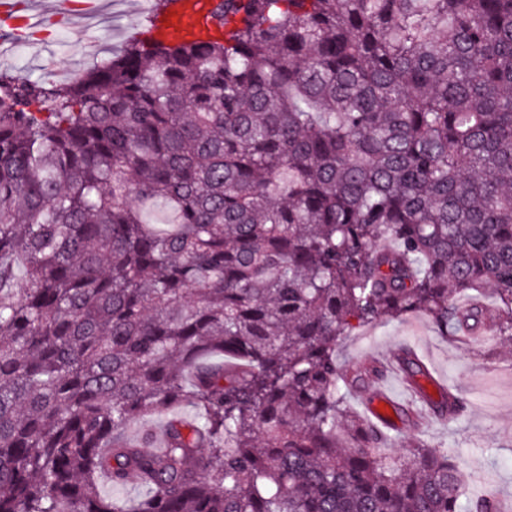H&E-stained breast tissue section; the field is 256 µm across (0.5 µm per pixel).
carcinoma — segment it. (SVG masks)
Instances as JSON below:
<instances>
[{
	"instance_id": "cac0c4a2",
	"label": "carcinoma",
	"mask_w": 512,
	"mask_h": 512,
	"mask_svg": "<svg viewBox=\"0 0 512 512\" xmlns=\"http://www.w3.org/2000/svg\"><path fill=\"white\" fill-rule=\"evenodd\" d=\"M214 15L67 83L0 70V512H495L445 454L380 455L347 394L384 367L337 350L413 313L479 328L457 299L487 290L512 343V0ZM180 405L162 450L125 437ZM195 416V410L190 406H182L172 410L165 416H147L139 421L134 422L126 430V436L136 437L144 432H149L152 435L154 433L159 434L162 428H165L166 420L171 417H178L187 420L193 419Z\"/></svg>"
}]
</instances>
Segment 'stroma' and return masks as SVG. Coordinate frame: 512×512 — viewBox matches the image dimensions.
Segmentation results:
<instances>
[{
    "instance_id": "stroma-1",
    "label": "stroma",
    "mask_w": 512,
    "mask_h": 512,
    "mask_svg": "<svg viewBox=\"0 0 512 512\" xmlns=\"http://www.w3.org/2000/svg\"><path fill=\"white\" fill-rule=\"evenodd\" d=\"M154 0H101L94 17L74 21L59 16L49 35L0 41V69L61 82L66 72H82L120 53L145 27ZM408 344L427 365L437 388L465 396L470 407L448 422L428 419L417 430L389 433L382 455H401L423 443L460 460L465 471L494 483L512 500V347L498 338L478 343L443 336L429 318L412 314L401 320L380 319L355 329L338 349L341 364L384 358L388 350Z\"/></svg>"
}]
</instances>
